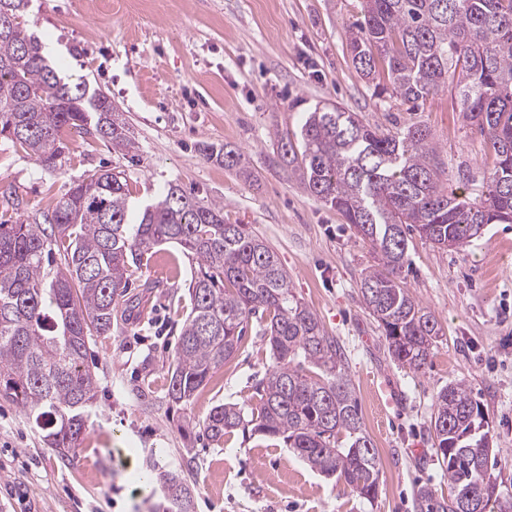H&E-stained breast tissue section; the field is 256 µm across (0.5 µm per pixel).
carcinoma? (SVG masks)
<instances>
[{
  "label": "carcinoma",
  "instance_id": "cac0c4a2",
  "mask_svg": "<svg viewBox=\"0 0 512 512\" xmlns=\"http://www.w3.org/2000/svg\"><path fill=\"white\" fill-rule=\"evenodd\" d=\"M363 20L348 38L352 63L370 82L386 74L412 106L436 91L459 98L461 116L492 152L473 198L438 176L430 130H383L340 106L316 107L301 125L302 152L278 140L281 165L318 201L336 210L380 256L361 273L359 292L383 329L389 356L414 371L440 335L436 316L406 288L408 235L462 252L480 229L512 224V0H360ZM29 0H0V136L45 170L62 167L65 133L93 130L114 149L136 143L112 100L71 84L51 66L22 24ZM206 159L237 167L229 145H205ZM197 264L188 284L191 310L180 331L165 398L188 408L238 351L249 322L263 323L273 363L259 383V406L246 413L220 403L202 421L217 444L236 430L283 439L306 464L369 502L379 490L376 448L336 339L292 291L288 272L263 239L224 223V206L167 184L138 219L131 217L123 173L96 170L74 184L43 222L0 224V396L44 431L66 458L79 446L97 399L86 365L89 340L112 333L129 268L163 244ZM430 430L450 494L416 491L418 512H459L480 497L493 453L484 408L461 382L437 395ZM163 501L156 512H194L182 468L146 463ZM512 512L500 495L482 512Z\"/></svg>",
  "mask_w": 512,
  "mask_h": 512
}]
</instances>
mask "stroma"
Here are the masks:
<instances>
[{
    "label": "stroma",
    "mask_w": 512,
    "mask_h": 512,
    "mask_svg": "<svg viewBox=\"0 0 512 512\" xmlns=\"http://www.w3.org/2000/svg\"><path fill=\"white\" fill-rule=\"evenodd\" d=\"M361 19L360 0H31L26 27L56 40L69 73L111 98L138 150L131 157L71 131L61 169L50 172L0 136V222L50 213L74 181L102 167L125 173L137 208L170 183L223 204L225 223L266 241L339 343L378 452L377 498L352 495L279 439L237 430L219 444L200 436L187 445L164 396L193 264L162 246L130 267L134 287L119 301L126 317L89 343L97 401L68 458L0 397V512H151L161 493L134 476L148 453L184 469L195 512H417L418 486L449 494L430 416L453 381L483 405L500 490L512 497V224L488 225L460 253L410 237L406 286L441 326L427 365L413 371L390 358L361 300V273L378 265L377 254L289 177L276 152L277 137L299 133L304 113L337 104L383 127L426 125L441 182L465 196L481 183L491 157L454 94H431L411 109L357 74L347 37ZM203 144L231 145L251 178L207 161ZM271 363L259 324L250 323L192 415L204 419L223 402L256 407Z\"/></svg>",
    "instance_id": "35a3bbf8"
}]
</instances>
